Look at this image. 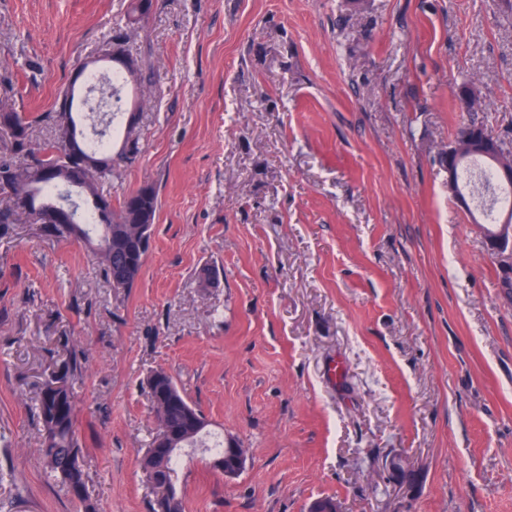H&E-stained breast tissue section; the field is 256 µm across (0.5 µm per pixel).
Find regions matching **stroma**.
<instances>
[{"mask_svg":"<svg viewBox=\"0 0 512 512\" xmlns=\"http://www.w3.org/2000/svg\"><path fill=\"white\" fill-rule=\"evenodd\" d=\"M129 8L0 0V104L34 145ZM129 50L156 91L104 192L156 187L152 250L127 291L88 244L0 238V512H84L36 416L72 349L97 512H151L157 369L248 450L233 478L186 459L185 512H512V297L438 160L462 121L512 142V0H158Z\"/></svg>","mask_w":512,"mask_h":512,"instance_id":"1","label":"stroma"}]
</instances>
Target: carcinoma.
Segmentation results:
<instances>
[{"instance_id":"carcinoma-1","label":"carcinoma","mask_w":512,"mask_h":512,"mask_svg":"<svg viewBox=\"0 0 512 512\" xmlns=\"http://www.w3.org/2000/svg\"><path fill=\"white\" fill-rule=\"evenodd\" d=\"M112 76L131 86L134 97L151 95L154 77L151 66L143 59L138 68L127 71L120 63H112ZM113 92L94 85L79 95L76 83L64 87L57 98L54 111L39 120H49L55 131L53 140L36 148L31 140L33 120L13 109L0 108V134L7 146L0 152V194L11 199V205L0 208V238L11 235L13 225L22 218L33 219L34 206L69 188L76 181L83 189L85 199L76 205L64 224H42L41 235L57 240L97 241V255L112 280L113 287L129 290L136 286L152 246L153 228L159 208L158 192L146 184L125 193L118 206H113L101 191L105 183L122 178L124 168L132 165L141 152L137 128L140 112L136 101H131L124 127L97 132L105 118L99 111L109 105ZM71 135L81 158L74 159L67 152L66 135ZM82 373V362L77 352H69L61 369L57 371L59 388L40 392L37 415L42 426V456L51 476L66 488L79 486L83 493L76 495L85 512H95L86 490L85 471L71 472L64 461L71 449L79 447L75 435V401L72 384ZM150 398L161 391L174 398L165 409L153 406L157 424L156 433L181 432L186 429V412L196 410L178 388L173 377L163 370L156 377L147 378Z\"/></svg>"}]
</instances>
